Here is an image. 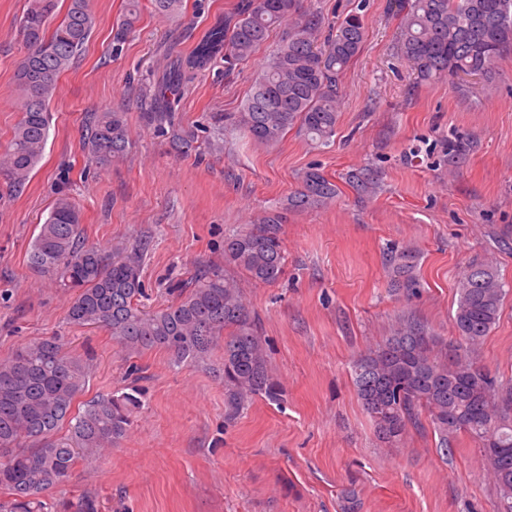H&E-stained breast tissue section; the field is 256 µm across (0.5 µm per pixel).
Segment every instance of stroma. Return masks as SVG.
<instances>
[{"mask_svg": "<svg viewBox=\"0 0 512 512\" xmlns=\"http://www.w3.org/2000/svg\"><path fill=\"white\" fill-rule=\"evenodd\" d=\"M237 2L184 0L182 17L169 20L140 0L135 30L116 54L112 25L128 0H90L97 24L80 63L56 82L43 159L22 193L0 200V358L54 337L90 364L83 400L130 384L142 393L127 434L78 464L45 501L90 495L101 512H341L351 497L360 512H496L480 443L461 432L440 446L428 421L398 445L383 443L356 395L353 362L402 315L427 325L440 348L454 345L458 283L472 261L492 262L512 288V51L498 59L493 86L476 76L424 81L400 56L401 16L390 0H299L330 23L360 11L366 27L342 78L331 143L311 145L293 129L258 146L228 128L220 148L201 139L176 153L140 114L170 61L189 59ZM25 7L26 0H0V154L22 117L15 69ZM285 33L278 27L234 67L219 56L191 71L176 113L181 126L201 130L213 113L239 111ZM105 109L126 113L132 146L101 165L82 139L86 113ZM458 136L473 148L452 164L446 147ZM368 164L381 170L383 185L360 200L345 177ZM313 165L339 193L289 213L284 277L260 284L225 268V238L280 206ZM61 189L80 209L86 245L148 240L147 308L171 304L199 269L236 277L281 401L255 398L227 421L213 364L178 368L166 350L128 351L106 328L72 324V292L28 263L36 226ZM392 246L419 254L413 294L391 287ZM473 359L512 377V291Z\"/></svg>", "mask_w": 512, "mask_h": 512, "instance_id": "stroma-1", "label": "stroma"}]
</instances>
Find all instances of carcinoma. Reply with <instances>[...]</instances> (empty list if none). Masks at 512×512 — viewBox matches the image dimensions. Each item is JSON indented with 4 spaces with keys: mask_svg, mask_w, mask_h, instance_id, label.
<instances>
[{
    "mask_svg": "<svg viewBox=\"0 0 512 512\" xmlns=\"http://www.w3.org/2000/svg\"><path fill=\"white\" fill-rule=\"evenodd\" d=\"M403 15L401 52L424 80L476 74L487 86L496 81V63L512 47V0H394ZM155 11L174 20L183 0H152ZM58 0H28L19 21L24 53L16 80L23 92L22 118L9 147L0 156V187L10 196L22 191L46 147L49 105L58 77L83 55L96 25L89 0H68L57 18ZM137 19V2L112 29V50L126 43ZM286 23L288 33L278 52L253 85L242 110L214 116V123L235 126L252 142H278L299 127L308 140L325 145L336 131L341 77L359 55L365 40L363 17L352 12L325 27L314 11H298V0H240L234 18L210 26L192 50L191 67L218 52L232 66L261 46L273 28ZM188 83L182 67H172L155 84L145 122L160 132L171 128V144L181 152L194 134L175 125L176 105ZM84 149L98 162L119 160L131 146L123 112H89L84 119ZM469 144L448 141V161L464 159ZM348 183L361 197L380 190L373 168L351 172ZM338 188L323 172L310 168L300 186L276 210L264 213L246 231L224 240V263L261 284L285 272L282 224L290 212L324 205ZM81 214L70 195L57 192L28 255L30 266L74 292L68 312L78 326H104L113 342L136 351L163 348L178 365L199 364L223 346L224 413L240 414L251 399H279L278 383L269 374L257 324L236 281L202 269L192 286L180 287L179 299L158 310L140 304L144 294L141 267L148 242L120 249L87 246L81 240ZM393 284L415 286L418 253L408 247L387 250ZM453 317L459 342L435 354L438 340L414 317L397 322L381 345L354 363L357 396L382 438L397 444L408 427L422 426L428 412L443 445L464 432L480 442L498 488L497 512H512V379L502 381L470 360L497 324L507 290L496 267L470 263L458 284ZM88 367L54 340L17 349L0 359V512H49L42 494L71 475L78 460L93 456L122 438L140 407L139 391L98 397L84 411L73 412ZM66 429V434L58 432ZM54 512H100L87 495Z\"/></svg>",
    "mask_w": 512,
    "mask_h": 512,
    "instance_id": "obj_1",
    "label": "carcinoma"
}]
</instances>
